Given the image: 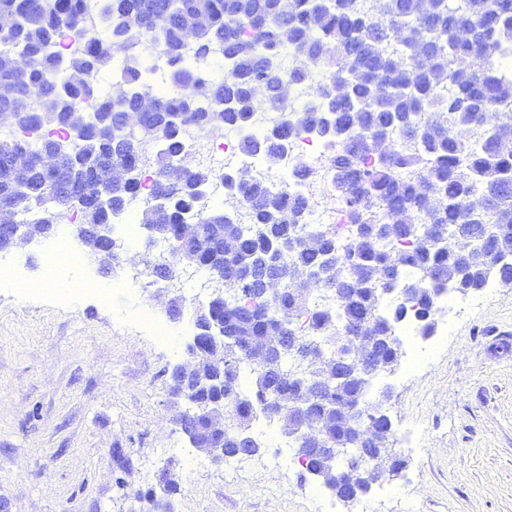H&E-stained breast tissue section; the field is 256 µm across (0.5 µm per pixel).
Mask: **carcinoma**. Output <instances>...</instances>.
Segmentation results:
<instances>
[{"label": "carcinoma", "mask_w": 512, "mask_h": 512, "mask_svg": "<svg viewBox=\"0 0 512 512\" xmlns=\"http://www.w3.org/2000/svg\"><path fill=\"white\" fill-rule=\"evenodd\" d=\"M86 12V0H0V19L11 22L0 28V114H10L23 133L0 139V201H9L0 205V223L40 209L45 183L55 180L60 195L85 196L89 207L75 215L85 224L112 223L130 195L145 193L141 223L161 224L160 238L173 244L171 257L191 256L196 271L208 277L214 254L198 243L179 250L180 225L207 224L215 232L224 224V236L233 240L221 258L226 267L245 271L260 256L283 254L299 281L279 295L267 297L259 280L246 290L231 283L224 297L196 309L200 327L224 324L217 344L228 368L226 380L195 390L171 380V394L184 407L179 425L191 432L188 443L204 441L206 414L218 403L234 423L250 424L259 410L282 432L309 426L337 442L341 451L328 465L309 448L289 446L306 471L325 475L340 499L358 502L383 474L400 477L405 460L385 440L384 455L360 466L357 492L350 491L358 431L343 421L392 430L380 395L366 397L367 382L333 380L332 399L299 401L281 412L279 387L246 347L254 337L288 334L322 347L323 374L336 375V357L360 351L372 354L381 374L404 357L393 326L408 305L417 307L420 334L431 336L436 289L479 291L492 268L512 286V263L498 264L512 254V71L502 65L512 56V0H100L105 37L74 49L69 37L85 24ZM185 13L207 18L191 54L183 48ZM115 30L126 53L117 97L95 83L112 61L102 43ZM420 39L427 48L409 50ZM155 49L163 59L160 78L143 64ZM296 56L307 64L289 63ZM219 57L227 72L222 78L213 74ZM316 66L322 76L313 81ZM259 86L275 111L288 110L289 91L310 89L301 109L279 126L277 141L265 144L248 134L244 148L263 149L268 168L275 169L292 131H313L326 141L338 200L354 226L346 245L336 243L330 228L310 223L306 198L286 184L276 191L247 170L227 182L250 208L253 224L237 223L224 209L197 211L195 197L212 176L179 162L180 130L193 124L246 131ZM31 87L42 89L44 105L26 99ZM128 112L143 113L144 129L166 143L149 172L139 168L136 145L123 127ZM492 112L499 122L482 130L481 141L448 137L452 128L485 124ZM70 131L71 151L84 167L69 187L49 154ZM380 141L391 146L381 151ZM475 198L485 208L480 221L458 205ZM370 224H384L391 233L375 237L367 232ZM458 227L472 238L468 252L450 240ZM298 238L313 246L297 248ZM394 261L400 269L392 268ZM312 271L320 279L310 284ZM412 284L415 295L384 311L389 292ZM324 291L339 294L336 306L312 307V297ZM303 315L312 322L310 333L295 328ZM246 374L254 378L250 389L244 388ZM262 448L256 437L242 452L228 445L224 460L253 457Z\"/></svg>", "instance_id": "1"}]
</instances>
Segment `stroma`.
<instances>
[{"label": "stroma", "instance_id": "obj_1", "mask_svg": "<svg viewBox=\"0 0 512 512\" xmlns=\"http://www.w3.org/2000/svg\"><path fill=\"white\" fill-rule=\"evenodd\" d=\"M43 251L0 255L14 270L0 278V512H136L134 491L169 462L178 512H324V486L282 436L264 435L235 478L190 448L169 392L187 339L162 340L141 318L169 322L165 291L21 292ZM386 381L406 468L374 486L368 512H512V288L489 287L426 362Z\"/></svg>", "mask_w": 512, "mask_h": 512}]
</instances>
